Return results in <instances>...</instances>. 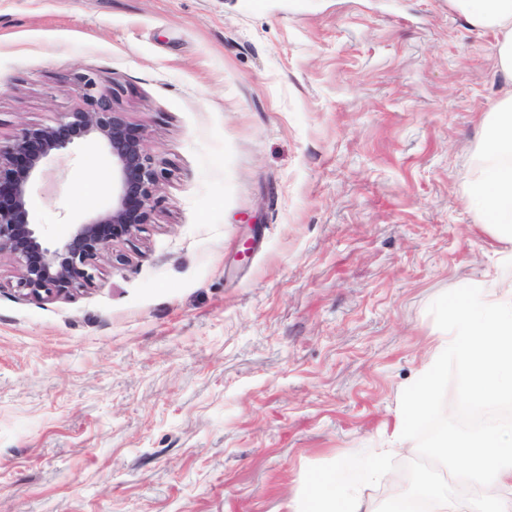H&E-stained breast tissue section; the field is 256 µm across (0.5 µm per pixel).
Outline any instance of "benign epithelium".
Masks as SVG:
<instances>
[{"instance_id":"obj_1","label":"benign epithelium","mask_w":512,"mask_h":512,"mask_svg":"<svg viewBox=\"0 0 512 512\" xmlns=\"http://www.w3.org/2000/svg\"><path fill=\"white\" fill-rule=\"evenodd\" d=\"M78 93L84 106L62 113L52 125L24 128L0 145V253L14 256L20 266L16 287L35 298L90 286L97 260L111 243L153 218L150 202L159 176L142 131L113 107L93 78H81ZM94 138L112 160V207L72 225L67 237L50 245L31 221L28 186L47 158Z\"/></svg>"}]
</instances>
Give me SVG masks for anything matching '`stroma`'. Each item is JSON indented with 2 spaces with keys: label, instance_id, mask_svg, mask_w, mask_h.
<instances>
[{
  "label": "stroma",
  "instance_id": "1",
  "mask_svg": "<svg viewBox=\"0 0 512 512\" xmlns=\"http://www.w3.org/2000/svg\"><path fill=\"white\" fill-rule=\"evenodd\" d=\"M496 57L448 0H0V142L87 75L159 174L91 286L23 295L0 254V512H289L377 447L430 303L512 249L467 205ZM46 168V242L111 207L102 143Z\"/></svg>",
  "mask_w": 512,
  "mask_h": 512
}]
</instances>
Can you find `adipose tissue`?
Segmentation results:
<instances>
[{"label": "adipose tissue", "instance_id": "obj_1", "mask_svg": "<svg viewBox=\"0 0 512 512\" xmlns=\"http://www.w3.org/2000/svg\"><path fill=\"white\" fill-rule=\"evenodd\" d=\"M473 27L498 32V67L512 81V0H453ZM482 162L467 205L502 239L512 241V93L487 115Z\"/></svg>", "mask_w": 512, "mask_h": 512}]
</instances>
